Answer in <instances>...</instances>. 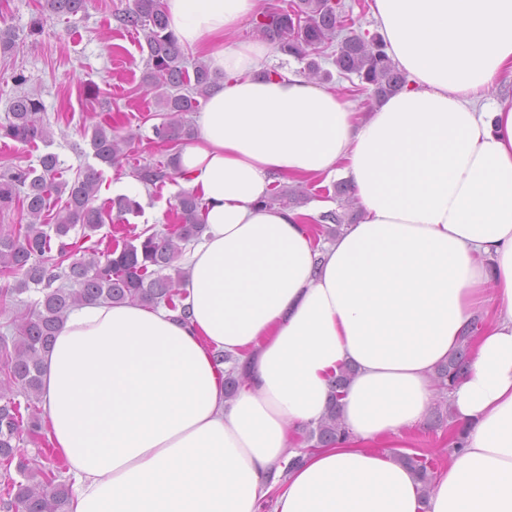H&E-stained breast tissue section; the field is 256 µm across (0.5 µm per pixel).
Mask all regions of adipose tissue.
<instances>
[{"label": "adipose tissue", "mask_w": 512, "mask_h": 512, "mask_svg": "<svg viewBox=\"0 0 512 512\" xmlns=\"http://www.w3.org/2000/svg\"><path fill=\"white\" fill-rule=\"evenodd\" d=\"M165 3L224 74L177 152L206 229L184 312L95 301L54 336L40 408L68 512H512V98L491 96L512 80V0H372L407 84L370 112L235 40L257 0ZM276 177L349 179L363 217L323 240L318 209L268 204ZM477 319L425 495L390 451ZM215 347L248 374L230 399ZM348 365L347 438L290 467Z\"/></svg>", "instance_id": "1"}]
</instances>
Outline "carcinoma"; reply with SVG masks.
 I'll return each instance as SVG.
<instances>
[{
    "instance_id": "cac0c4a2",
    "label": "carcinoma",
    "mask_w": 512,
    "mask_h": 512,
    "mask_svg": "<svg viewBox=\"0 0 512 512\" xmlns=\"http://www.w3.org/2000/svg\"><path fill=\"white\" fill-rule=\"evenodd\" d=\"M364 8L362 0H282L268 6L253 19L254 31L274 45L276 51L305 63L308 77L328 81L330 71L318 58L334 46L330 55L337 72L357 76V91L372 90L380 98L402 89L407 83L385 51L381 38L368 32L357 34L347 19L354 7ZM86 0H46L53 15H76L85 10ZM119 27L143 33L147 48L145 83L158 91V104L164 114L152 126L155 143L174 151L192 136L187 115L199 110L201 101L220 79L203 63L188 64L178 38L168 29L163 0H133V6L115 14ZM42 104L30 94L17 95L7 121L0 124V137L21 142H46L50 135L41 123ZM92 125L90 146L99 164L116 167L127 158L133 136L121 135L112 127V114L100 112ZM41 170L12 166L0 174V210L22 205L28 222L11 228L0 227V276L5 284L0 294L20 295L32 289L41 293L35 310L22 317L15 332L0 334V512H68L72 488L57 481L63 467L49 456V466L38 471L18 454L23 437L45 439L41 421L40 374L43 355L69 310L88 302L104 300L156 306L161 303L177 309L180 284L187 271L180 266L186 246L197 240L205 224L202 200L189 191L181 192L171 208L179 223L167 224L161 231L142 233L133 238L111 237L92 240L112 214L121 217L140 211V203L117 196L95 204L102 182V170L89 165L68 183L58 180V158L52 153L41 157ZM164 170L161 165H142L135 176L147 185L177 178L174 159ZM67 194L54 222L43 219L53 194ZM306 195L275 188L269 201L282 207L304 203ZM80 229V235L71 232ZM465 332L458 349L439 364L432 376L436 393H447L465 373L471 351L472 333ZM353 369L348 367L332 381L326 415L305 430L304 442L312 448L325 447L346 436L338 400L348 385ZM244 373L232 367L224 377V391L233 397ZM24 400H19L18 396ZM399 461L418 475L424 493L434 482L433 460L422 454H399ZM16 471L20 479L11 476Z\"/></svg>"
}]
</instances>
